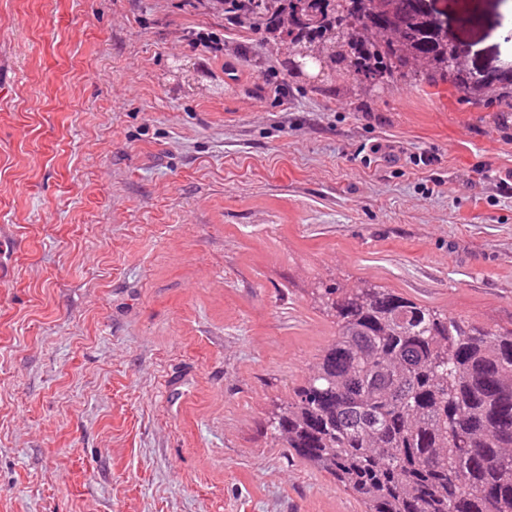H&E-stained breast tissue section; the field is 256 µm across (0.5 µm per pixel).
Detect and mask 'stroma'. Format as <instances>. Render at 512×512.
Here are the masks:
<instances>
[{"instance_id": "1", "label": "stroma", "mask_w": 512, "mask_h": 512, "mask_svg": "<svg viewBox=\"0 0 512 512\" xmlns=\"http://www.w3.org/2000/svg\"><path fill=\"white\" fill-rule=\"evenodd\" d=\"M434 7L512 62V0ZM510 170L512 112L316 87L210 0H0V512H362L268 426L306 292L512 325Z\"/></svg>"}]
</instances>
